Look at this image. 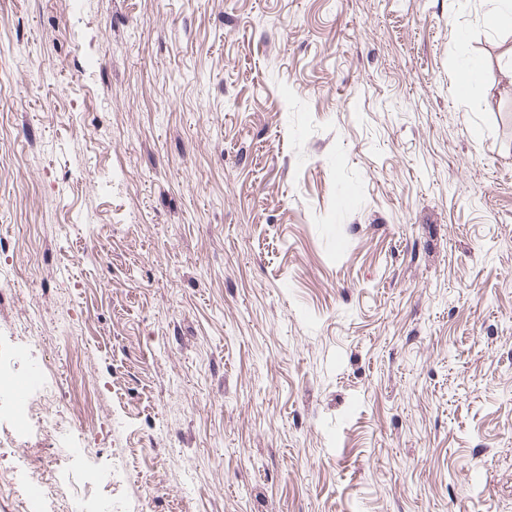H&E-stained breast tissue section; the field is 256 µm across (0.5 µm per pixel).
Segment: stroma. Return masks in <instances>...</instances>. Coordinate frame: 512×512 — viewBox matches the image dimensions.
Here are the masks:
<instances>
[{
    "mask_svg": "<svg viewBox=\"0 0 512 512\" xmlns=\"http://www.w3.org/2000/svg\"><path fill=\"white\" fill-rule=\"evenodd\" d=\"M488 7L0 0V342L64 420L0 469H112L81 512H512Z\"/></svg>",
    "mask_w": 512,
    "mask_h": 512,
    "instance_id": "35a3bbf8",
    "label": "stroma"
}]
</instances>
